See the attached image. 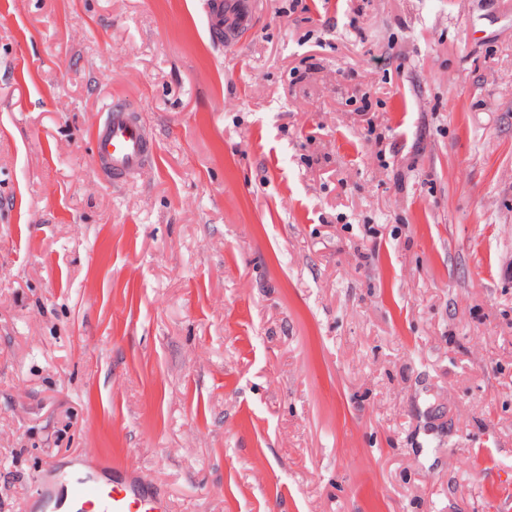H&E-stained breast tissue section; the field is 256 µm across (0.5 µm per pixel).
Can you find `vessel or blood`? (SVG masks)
Wrapping results in <instances>:
<instances>
[{"instance_id":"b4317fda","label":"vessel or blood","mask_w":512,"mask_h":512,"mask_svg":"<svg viewBox=\"0 0 512 512\" xmlns=\"http://www.w3.org/2000/svg\"><path fill=\"white\" fill-rule=\"evenodd\" d=\"M217 12L230 17L236 27L250 22L244 0H214ZM101 171L112 182L126 179L155 156V145L141 124L136 109L116 100L95 138ZM66 498L79 512H167L162 496L140 482L128 469L73 475L67 482Z\"/></svg>"}]
</instances>
